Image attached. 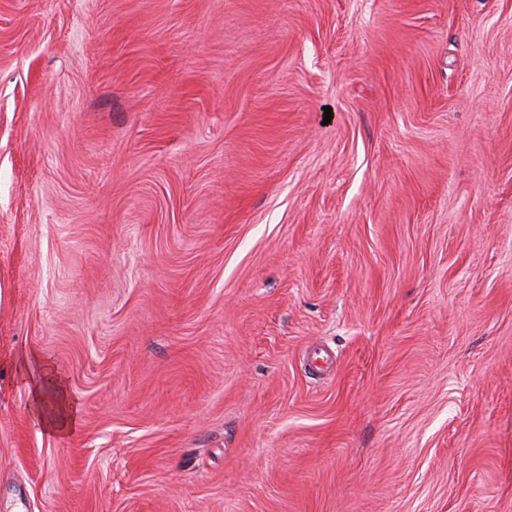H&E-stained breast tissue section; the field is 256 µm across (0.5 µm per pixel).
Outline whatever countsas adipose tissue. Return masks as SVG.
I'll list each match as a JSON object with an SVG mask.
<instances>
[{
	"instance_id": "adipose-tissue-1",
	"label": "adipose tissue",
	"mask_w": 512,
	"mask_h": 512,
	"mask_svg": "<svg viewBox=\"0 0 512 512\" xmlns=\"http://www.w3.org/2000/svg\"><path fill=\"white\" fill-rule=\"evenodd\" d=\"M14 365L27 386L31 414L39 427L49 434L75 431L78 405L53 367L36 352L21 355Z\"/></svg>"
}]
</instances>
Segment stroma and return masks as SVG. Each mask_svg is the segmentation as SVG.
<instances>
[{
    "label": "stroma",
    "mask_w": 512,
    "mask_h": 512,
    "mask_svg": "<svg viewBox=\"0 0 512 512\" xmlns=\"http://www.w3.org/2000/svg\"><path fill=\"white\" fill-rule=\"evenodd\" d=\"M0 512H512V0H0ZM14 365L27 386L31 414L39 427L49 434L75 431L78 405L53 367L37 352L24 353Z\"/></svg>",
    "instance_id": "obj_1"
}]
</instances>
